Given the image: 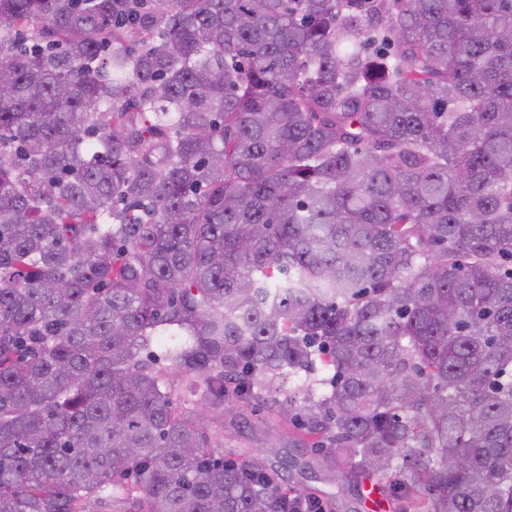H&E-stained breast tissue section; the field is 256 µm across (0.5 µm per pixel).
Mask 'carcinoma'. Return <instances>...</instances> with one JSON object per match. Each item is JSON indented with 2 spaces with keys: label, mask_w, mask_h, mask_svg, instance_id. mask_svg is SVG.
Segmentation results:
<instances>
[{
  "label": "carcinoma",
  "mask_w": 512,
  "mask_h": 512,
  "mask_svg": "<svg viewBox=\"0 0 512 512\" xmlns=\"http://www.w3.org/2000/svg\"><path fill=\"white\" fill-rule=\"evenodd\" d=\"M301 373L289 466L512 512V0H0V512H308L204 426Z\"/></svg>",
  "instance_id": "carcinoma-1"
}]
</instances>
